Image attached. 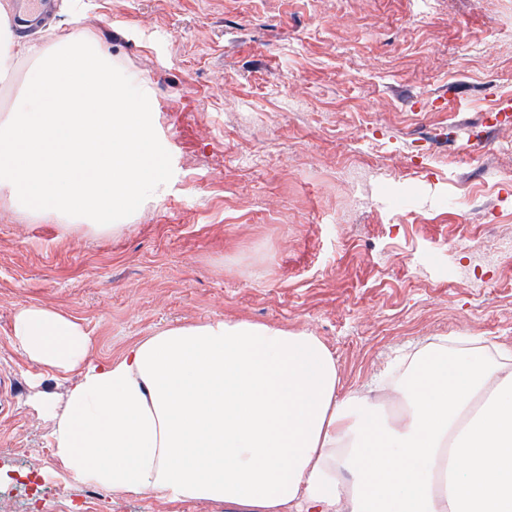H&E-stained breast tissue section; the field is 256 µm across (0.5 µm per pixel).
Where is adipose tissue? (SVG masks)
I'll return each instance as SVG.
<instances>
[{
  "label": "adipose tissue",
  "mask_w": 512,
  "mask_h": 512,
  "mask_svg": "<svg viewBox=\"0 0 512 512\" xmlns=\"http://www.w3.org/2000/svg\"><path fill=\"white\" fill-rule=\"evenodd\" d=\"M0 0V204L100 235L167 191L149 85L90 30L24 41ZM30 362L74 374L40 395L54 454L115 494L226 512H512V348L486 337L415 346L367 389L302 329L170 326L94 363L70 316L19 310Z\"/></svg>",
  "instance_id": "1"
}]
</instances>
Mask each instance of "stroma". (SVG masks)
<instances>
[{"label":"stroma","instance_id":"35a3bbf8","mask_svg":"<svg viewBox=\"0 0 512 512\" xmlns=\"http://www.w3.org/2000/svg\"><path fill=\"white\" fill-rule=\"evenodd\" d=\"M146 80L169 193L114 237L0 206V512H224L116 496L54 457L20 308L64 311L89 358L185 323L305 329L343 390L436 336L512 346V0H52ZM392 200L379 201L380 192Z\"/></svg>","mask_w":512,"mask_h":512}]
</instances>
